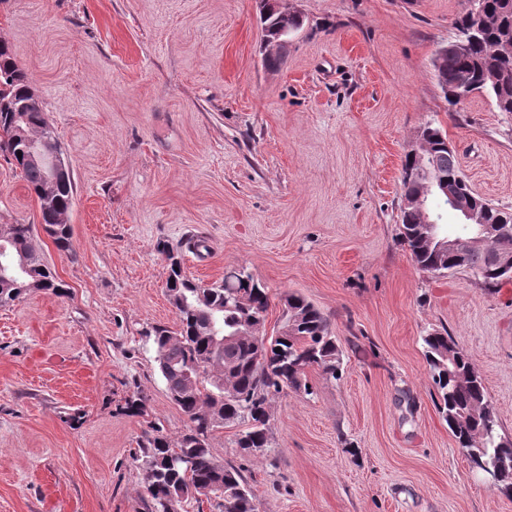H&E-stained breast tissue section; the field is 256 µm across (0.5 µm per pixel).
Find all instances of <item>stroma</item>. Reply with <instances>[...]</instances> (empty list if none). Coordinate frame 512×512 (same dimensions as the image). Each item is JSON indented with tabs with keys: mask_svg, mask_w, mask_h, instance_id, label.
Here are the masks:
<instances>
[{
	"mask_svg": "<svg viewBox=\"0 0 512 512\" xmlns=\"http://www.w3.org/2000/svg\"><path fill=\"white\" fill-rule=\"evenodd\" d=\"M301 15L265 66L258 0H0V41L27 75L75 183L74 254L35 232L66 285L0 307V512H145L134 456L178 439L147 330L177 329L161 241L202 233L190 278L245 266L267 330L298 292L327 317L339 378L270 402L266 456L217 429L259 512H512L435 406L422 338L447 330L512 438V282L421 271L400 237L401 169L425 123L471 188L512 207V116L449 106L432 60L462 0H283ZM40 221L0 154V225ZM142 391V415L126 397Z\"/></svg>",
	"mask_w": 512,
	"mask_h": 512,
	"instance_id": "obj_1",
	"label": "stroma"
}]
</instances>
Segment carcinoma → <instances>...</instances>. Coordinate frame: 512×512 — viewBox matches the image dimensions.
<instances>
[{
	"label": "carcinoma",
	"instance_id": "cac0c4a2",
	"mask_svg": "<svg viewBox=\"0 0 512 512\" xmlns=\"http://www.w3.org/2000/svg\"><path fill=\"white\" fill-rule=\"evenodd\" d=\"M264 43L282 49L288 34L301 28L299 17L285 19L268 0H260ZM460 33L474 31L465 54L439 50L433 61L437 83L448 104L473 95L489 99L499 112L512 113V0H476L465 6L454 22ZM49 122L34 96L25 73L13 54L0 43V152L21 170L35 194L40 225L58 251L73 253L67 214L73 203L74 184L69 175L55 182L35 158L33 141L60 150ZM423 159L431 169L442 204L471 192L455 152L442 131L427 123L421 127ZM420 158L405 154L401 197L417 191L409 173L418 171ZM484 220L500 225L498 239L462 254H451L430 240L424 217L413 209H400L401 238L420 270L437 276L465 270L487 288L512 280L491 262L492 254L512 250V208L479 204ZM34 225L0 227V306H6L32 290L63 293L65 285L49 262L32 245ZM158 252L167 262V296L176 310L179 328L152 327L158 370L172 403L188 417L185 432L173 443L158 428L145 435L140 461L146 512H168L172 502L202 506L211 512H258L256 496L242 470L216 462L210 437L226 424L244 423L236 443L242 455L259 458L269 447V404L292 389L312 394L302 384L308 367H318L332 378L341 371V354L331 336L328 318L306 297H285L281 328L267 334L265 321L270 305L267 288L244 267L224 272V281L203 287L183 271L179 249L162 241ZM223 330L235 334L230 343L214 340ZM424 356L436 395L439 414L470 462L482 460L502 476L500 485L512 490V441L502 437L489 406L481 377L468 355L446 333L423 337ZM196 384L187 382V375ZM145 397L136 391L120 410L128 416L144 412Z\"/></svg>",
	"mask_w": 512,
	"mask_h": 512
}]
</instances>
